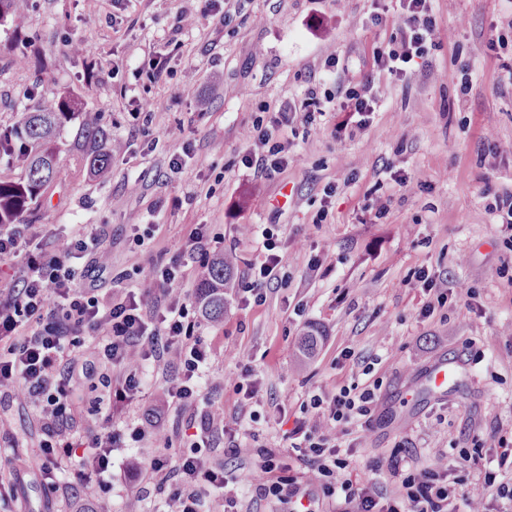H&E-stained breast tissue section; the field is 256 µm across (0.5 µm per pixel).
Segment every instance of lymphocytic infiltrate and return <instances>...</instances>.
Returning a JSON list of instances; mask_svg holds the SVG:
<instances>
[{
    "instance_id": "lymphocytic-infiltrate-1",
    "label": "lymphocytic infiltrate",
    "mask_w": 512,
    "mask_h": 512,
    "mask_svg": "<svg viewBox=\"0 0 512 512\" xmlns=\"http://www.w3.org/2000/svg\"><path fill=\"white\" fill-rule=\"evenodd\" d=\"M397 2V37L375 51L371 74L351 84L340 103L361 131L378 108L374 74L410 82V63L438 45L433 0ZM320 106L315 86L307 88L301 102H282L271 124L256 123L253 147L242 164L263 180L280 174L289 156L275 134L277 127L312 125ZM104 240V228L79 225L63 255L44 253L29 261L26 272L0 297V405L22 400L32 412L35 439L31 451L14 444L0 453V492L18 498L26 480L37 476L63 506L72 505L76 487L87 502H99L112 492L113 451L159 435L163 417L172 414L194 428L192 451L174 460L151 458L138 470L141 483L163 495L165 512H239L245 486L253 488L257 499L288 512H335L340 499L352 512H490L489 498L467 496L454 504L453 488L467 482L464 474L412 469L401 480L400 500L386 504L377 500L372 480L338 479V472L349 466L340 437L348 424L373 420L379 406L376 381L310 396L288 434L295 453L291 463H284L276 448L259 449V464L243 476L209 463L202 454L206 448L222 449L232 460L242 455L239 410L257 396L258 385L245 377L235 382L237 412L214 421L208 409L220 386L205 381L211 350L198 335L199 304L183 287L182 263L151 266L145 288L102 292L83 287L92 272L83 259ZM266 248L264 260L250 268L242 304H262L267 287L280 280L275 245ZM170 353L177 359L171 367L165 362ZM149 364L162 374V404L150 410V423L134 422L118 431L106 410L76 431L83 417L79 381L98 382L104 394L133 402L144 389L142 373Z\"/></svg>"
}]
</instances>
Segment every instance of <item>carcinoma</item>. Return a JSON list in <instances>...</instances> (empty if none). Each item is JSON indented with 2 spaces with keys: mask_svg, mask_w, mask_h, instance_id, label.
<instances>
[{
  "mask_svg": "<svg viewBox=\"0 0 512 512\" xmlns=\"http://www.w3.org/2000/svg\"><path fill=\"white\" fill-rule=\"evenodd\" d=\"M80 114L78 99L69 92L56 96L47 109L32 107L22 123L0 131V153L19 151L25 158V172L17 180L0 178V224H18L31 206L43 196L46 187L58 178L61 133L75 124ZM110 134L99 124H78L71 148L81 154L87 170L97 176L112 166ZM237 257L228 253L208 266L197 285L203 315L210 321L224 320L226 289L231 287Z\"/></svg>",
  "mask_w": 512,
  "mask_h": 512,
  "instance_id": "carcinoma-1",
  "label": "carcinoma"
}]
</instances>
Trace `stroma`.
Wrapping results in <instances>:
<instances>
[{
    "instance_id": "obj_1",
    "label": "stroma",
    "mask_w": 512,
    "mask_h": 512,
    "mask_svg": "<svg viewBox=\"0 0 512 512\" xmlns=\"http://www.w3.org/2000/svg\"><path fill=\"white\" fill-rule=\"evenodd\" d=\"M205 0H29L0 24V44L21 38L44 61L18 63L0 55V129L22 112L49 106L56 94L77 96L86 117L111 134L109 172L89 177L77 154L61 150V172L46 189L33 233L49 251L62 250L77 224H100L95 283L111 288L118 273L156 259L180 258L185 286L194 288L202 259L186 243L205 227L217 252L240 264L263 260L275 237L283 280L263 305L230 298L222 323L203 322L211 349L209 373L225 389L210 412L229 415L232 386L250 370L259 392L243 412L244 466L260 448H286L285 431L302 401L368 377L381 381L370 426L348 425L343 444L350 468H380L385 496L401 489L392 474L396 448L416 468L457 469L472 454L475 432L487 433L485 467L499 469L493 430L512 435V232L487 209L485 186H512V0H436L439 45L427 65H413L410 84L380 80V110L358 131L339 108V79L329 56L352 73L370 74L374 48L398 25L370 23L372 0H240L228 24L204 11ZM83 43L80 52L73 43ZM169 54L163 80L151 76L154 53ZM321 81L323 113L290 138L291 161L271 180L257 179L240 159L252 145L263 108L303 98L310 78ZM155 102L151 119L136 102ZM183 158L180 173L173 159ZM407 175V186L390 170ZM356 178L341 184L343 173ZM338 182L332 197L323 188ZM391 199L375 218L370 190ZM326 211L315 223L318 211ZM446 277L448 300L423 314L425 296L407 287L418 267ZM472 295L469 314L460 300ZM321 330L323 343L298 365L302 333ZM440 362H458L464 380L440 398L425 376ZM373 365L371 375L362 369ZM164 439L113 455L118 477L103 512H133L139 488L133 468L144 457L186 453L176 418Z\"/></svg>"
}]
</instances>
